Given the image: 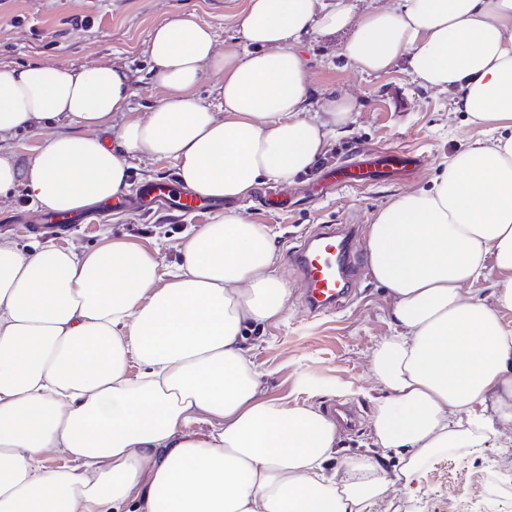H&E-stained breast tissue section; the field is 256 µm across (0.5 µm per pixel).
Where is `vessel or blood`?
<instances>
[{"label":"vessel or blood","mask_w":512,"mask_h":512,"mask_svg":"<svg viewBox=\"0 0 512 512\" xmlns=\"http://www.w3.org/2000/svg\"><path fill=\"white\" fill-rule=\"evenodd\" d=\"M420 156L400 150L384 152L350 167L343 176H329V183L354 186L394 180L409 167L418 166ZM164 204L176 209L206 210L210 201L180 190L169 181L147 184L133 200V207L148 209ZM357 229L352 225L320 226L299 246L287 252V262L305 286L304 305L309 312L322 313L342 306L350 297L353 284L362 274V258L356 247Z\"/></svg>","instance_id":"1"}]
</instances>
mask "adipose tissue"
<instances>
[{
    "mask_svg": "<svg viewBox=\"0 0 512 512\" xmlns=\"http://www.w3.org/2000/svg\"><path fill=\"white\" fill-rule=\"evenodd\" d=\"M348 27L343 54L361 71L405 61L487 134L367 228L392 328L370 354L374 454L330 468L335 419L266 395L247 334L284 317L288 288L265 226L232 209L188 226L169 269L122 238L79 251L0 237V512H367L393 481L411 491L431 456L512 428V0H397L360 15L349 0H247L223 49L211 27L173 19L146 43L165 94L144 118L129 113L122 69L0 70V198L20 189L76 212L127 189L138 154L174 161L179 183L213 200L292 181L351 112L333 101L307 115L293 46ZM207 69L223 76L214 107L199 95ZM121 113L111 148L95 132ZM57 120L67 130L37 155L5 144ZM488 275L493 303L464 293ZM200 418L204 436L189 428ZM52 453L66 465L49 468Z\"/></svg>",
    "mask_w": 512,
    "mask_h": 512,
    "instance_id": "adipose-tissue-1",
    "label": "adipose tissue"
}]
</instances>
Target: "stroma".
Instances as JSON below:
<instances>
[{
  "label": "stroma",
  "mask_w": 512,
  "mask_h": 512,
  "mask_svg": "<svg viewBox=\"0 0 512 512\" xmlns=\"http://www.w3.org/2000/svg\"><path fill=\"white\" fill-rule=\"evenodd\" d=\"M246 0H0V69L25 64L76 68L99 64L123 67L134 96L131 109L143 116L164 94L153 79L145 46L153 28L180 16L210 26L218 47L231 45L234 16ZM347 32L311 33L294 46L308 72L307 109L320 112L332 100L352 106L348 123L337 129L316 171L289 183L268 182L235 208L248 222L265 225L279 257L276 275L288 286L284 318L252 334L251 356L268 397L313 403L327 414L355 410L356 426H341L335 461L372 454L371 418L377 394L370 369L371 348L390 335V300L371 274H364L347 306L310 314L303 286L286 261L290 248L321 224L373 223L395 196L429 186L443 162L465 143L481 139L454 111L452 96L424 88L405 63L368 74L342 54ZM414 149L419 168L395 183L336 187L319 191L317 170L352 162L357 154ZM23 191L0 200V234L20 242L50 239L79 248L102 234L159 248L162 265L178 260L171 242L185 226L209 223L211 212L135 211L115 206L87 209L80 224L55 230L18 224L17 213L31 210ZM336 394H329V387ZM413 492L393 487L370 512H512V433L490 434L474 447L451 449L429 458Z\"/></svg>",
  "instance_id": "stroma-1"
}]
</instances>
